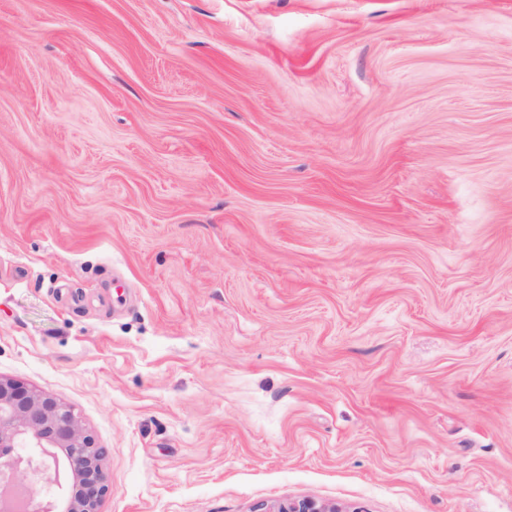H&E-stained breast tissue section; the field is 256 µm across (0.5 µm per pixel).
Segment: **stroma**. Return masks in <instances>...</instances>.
<instances>
[{
  "instance_id": "1",
  "label": "stroma",
  "mask_w": 512,
  "mask_h": 512,
  "mask_svg": "<svg viewBox=\"0 0 512 512\" xmlns=\"http://www.w3.org/2000/svg\"><path fill=\"white\" fill-rule=\"evenodd\" d=\"M0 375L101 512H512V0H0ZM271 512H343L335 504H318L314 500L301 499L279 505Z\"/></svg>"
}]
</instances>
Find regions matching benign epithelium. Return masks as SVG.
<instances>
[{
  "label": "benign epithelium",
  "mask_w": 512,
  "mask_h": 512,
  "mask_svg": "<svg viewBox=\"0 0 512 512\" xmlns=\"http://www.w3.org/2000/svg\"><path fill=\"white\" fill-rule=\"evenodd\" d=\"M21 489L27 512H100L110 494L105 452L74 410L0 375V501ZM272 512H343L310 499Z\"/></svg>",
  "instance_id": "1"
}]
</instances>
